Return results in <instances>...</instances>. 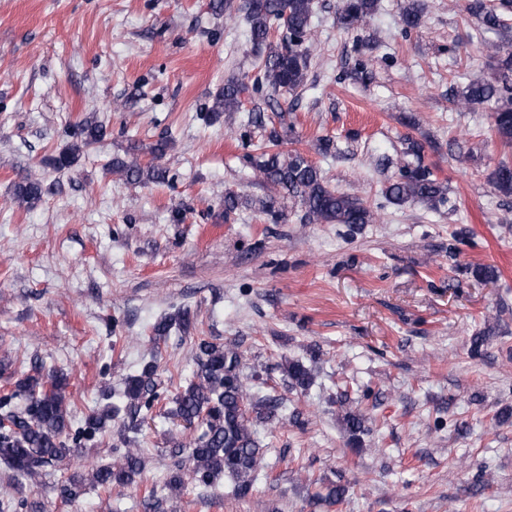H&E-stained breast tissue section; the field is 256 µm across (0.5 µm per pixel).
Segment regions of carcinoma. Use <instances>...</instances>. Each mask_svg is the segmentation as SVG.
<instances>
[{"label": "carcinoma", "mask_w": 512, "mask_h": 512, "mask_svg": "<svg viewBox=\"0 0 512 512\" xmlns=\"http://www.w3.org/2000/svg\"><path fill=\"white\" fill-rule=\"evenodd\" d=\"M378 0H338L337 22L346 29L364 25L374 14ZM212 8L218 11L244 13L254 44L267 48L259 60V77L253 83L257 90L266 84L272 91L281 89L293 92L306 79L310 64V46L306 39L310 32L314 0H213ZM466 11L477 17L487 29L502 27L501 16L485 0H468ZM423 13L419 0H410L404 7L400 21L407 31L416 29ZM284 31L286 46L271 41L272 34ZM496 65L491 77H476L458 93L461 105L468 109L489 105L492 109V130L506 146H512V43L494 46ZM238 78L224 83L206 111L198 118L212 123L223 112H238L241 97L249 89ZM106 127L93 117L84 118L73 128L75 142L52 158L54 168L62 171L71 168L80 153L101 141ZM260 177L279 188L283 197L292 198L302 208L306 224H342L353 229L362 224L376 222V213L359 197L338 192L328 186L321 170L297 151H265L253 161ZM112 173L127 180L163 183L166 170L154 165L129 163L121 158L112 159ZM491 179L498 193L512 197V166L502 163L492 172ZM447 187L434 172L423 165L403 166L396 176L386 180L383 194L396 206L407 203L434 205L444 199ZM44 195L41 180L27 178L15 185V199L28 206L38 203ZM191 323L190 311L179 309L165 315L153 326L152 340L165 341L172 329L186 330ZM195 375L180 386L173 398L174 407L168 415L191 425L201 422L202 431L189 444L175 445L173 456L178 458V472L166 482V488L181 492L185 470L191 479L204 486H213L224 477L235 482L238 497L246 496L263 468L264 448L257 437V426L272 421L281 406L276 398L257 397L251 393L240 375L241 355L233 344L202 338L197 344ZM283 372L295 386L302 390L314 384L312 368L293 358L284 359ZM157 365L154 359L144 362L140 371L123 379L122 396L134 414L150 411L157 398ZM68 374L59 370L45 375L41 367L33 365L31 372L16 381L18 392L27 397L28 403L18 408L12 398H0V461L15 476L34 481L45 468L55 465L73 452L72 445L110 428L112 406L105 403L85 419L81 427L70 432V411L66 390ZM340 422L351 437L364 430V419L357 411L345 412ZM128 448L113 462L96 468L92 483L97 486L128 485L141 473L144 462L135 440L124 438ZM348 487L328 485L324 491L311 495L310 505L322 502H343Z\"/></svg>", "instance_id": "cac0c4a2"}]
</instances>
